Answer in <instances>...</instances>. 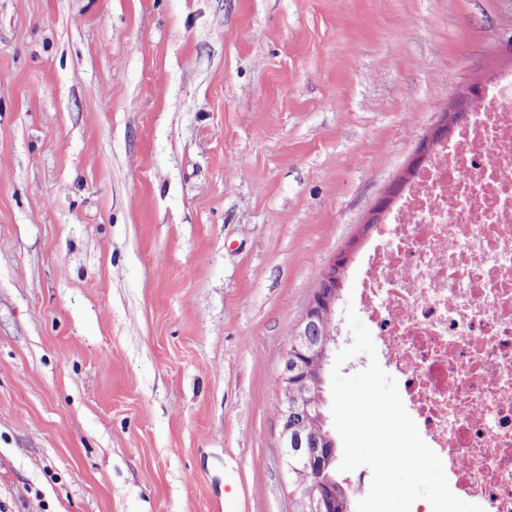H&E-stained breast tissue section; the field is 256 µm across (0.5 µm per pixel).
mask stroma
Returning <instances> with one entry per match:
<instances>
[{
  "label": "stroma",
  "mask_w": 512,
  "mask_h": 512,
  "mask_svg": "<svg viewBox=\"0 0 512 512\" xmlns=\"http://www.w3.org/2000/svg\"><path fill=\"white\" fill-rule=\"evenodd\" d=\"M512 0H0V512H295L277 377Z\"/></svg>",
  "instance_id": "35a3bbf8"
}]
</instances>
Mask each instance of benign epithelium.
<instances>
[{"label": "benign epithelium", "mask_w": 512, "mask_h": 512, "mask_svg": "<svg viewBox=\"0 0 512 512\" xmlns=\"http://www.w3.org/2000/svg\"><path fill=\"white\" fill-rule=\"evenodd\" d=\"M480 91V87L472 86L461 93L455 111L446 114L423 137L408 169L409 176H414L425 165L437 144L454 135L475 107ZM406 183L404 178L396 181L370 210L366 223L374 227L384 223ZM359 244L357 239L350 242L348 250L324 268L310 305L289 343L278 378L283 456L289 475L306 479L296 490L297 512H332L335 507L334 483L325 474V448L336 446L323 411L326 366L336 336L333 315L342 288L341 273Z\"/></svg>", "instance_id": "1"}]
</instances>
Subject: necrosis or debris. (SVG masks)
I'll use <instances>...</instances> for the list:
<instances>
[{"instance_id": "obj_1", "label": "necrosis or debris", "mask_w": 512, "mask_h": 512, "mask_svg": "<svg viewBox=\"0 0 512 512\" xmlns=\"http://www.w3.org/2000/svg\"><path fill=\"white\" fill-rule=\"evenodd\" d=\"M358 301L451 491L512 512V73L359 260Z\"/></svg>"}]
</instances>
